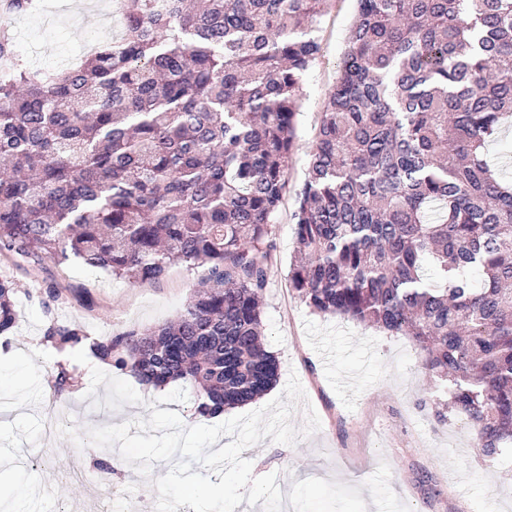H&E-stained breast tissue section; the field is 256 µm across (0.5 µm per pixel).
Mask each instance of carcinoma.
Segmentation results:
<instances>
[{
	"label": "carcinoma",
	"mask_w": 512,
	"mask_h": 512,
	"mask_svg": "<svg viewBox=\"0 0 512 512\" xmlns=\"http://www.w3.org/2000/svg\"><path fill=\"white\" fill-rule=\"evenodd\" d=\"M330 0H126L123 36L37 72L0 32V254L133 284L207 266L180 317L88 345L194 417L262 396L268 225L279 211L310 36ZM294 212L291 285L314 312L408 336L493 458L512 447V182L487 146L512 117V0H358ZM0 276V335L16 324Z\"/></svg>",
	"instance_id": "1"
}]
</instances>
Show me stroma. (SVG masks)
I'll return each mask as SVG.
<instances>
[{"instance_id":"stroma-1","label":"stroma","mask_w":512,"mask_h":512,"mask_svg":"<svg viewBox=\"0 0 512 512\" xmlns=\"http://www.w3.org/2000/svg\"><path fill=\"white\" fill-rule=\"evenodd\" d=\"M54 25L38 37L28 17L13 21L18 43L32 42L23 57L33 68L58 69L70 50L96 30L99 17L76 0H41ZM357 0H330L313 34L322 52L303 79L296 116L295 148L277 219L270 225L274 248L262 295L265 349L280 361L276 388L257 398L262 408L297 375L320 427L305 433L303 407L291 422L302 435L294 445L263 438L243 451L253 474H276L293 512H512V454L484 458L469 424H438L432 414L431 379L405 336L311 312L292 290L295 250L293 212L318 132L326 93L336 76ZM205 267L172 266L158 282L131 285L81 263L50 257L0 259V274L15 284L17 321L13 354L0 364V457L13 466L0 476V504L10 512H101L103 499L68 497L63 472L83 465L87 449L67 436L44 437L46 421L60 417L79 434L106 425L149 418L144 404L94 408L86 393L88 366L44 340L51 320L83 325L91 337L152 329L185 310ZM57 298L42 302L47 289ZM77 379L72 392L54 399L59 369Z\"/></svg>"}]
</instances>
